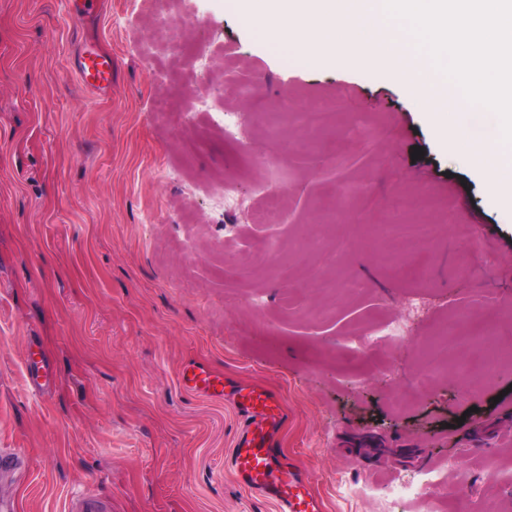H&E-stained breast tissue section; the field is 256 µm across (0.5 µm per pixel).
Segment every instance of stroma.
Listing matches in <instances>:
<instances>
[{
    "instance_id": "stroma-1",
    "label": "stroma",
    "mask_w": 512,
    "mask_h": 512,
    "mask_svg": "<svg viewBox=\"0 0 512 512\" xmlns=\"http://www.w3.org/2000/svg\"><path fill=\"white\" fill-rule=\"evenodd\" d=\"M168 21L206 66L149 46V0H104L82 21L69 0H0V452L26 458L0 469V500L67 512L90 492L111 512H279L233 475L234 403L180 385L198 362L281 394L278 448L324 512H512V362L491 370L451 344L470 375L405 384L461 301L468 335L493 325L488 351L512 355V211L393 74L312 67L227 0H177ZM87 44L112 53L110 97L73 70ZM201 86L241 142L189 156L173 118ZM301 112L322 113V134L305 135ZM223 180L238 206L218 202ZM352 183L361 195H346ZM271 191L278 220L254 223ZM418 192L441 209L403 208ZM378 224L433 227L390 249L426 275L420 313L405 309ZM308 239L319 247L301 249ZM263 241L279 257L225 277L242 245ZM382 321L404 334L363 348ZM34 344L48 366L37 387ZM460 464L474 475L466 495H388L427 470L453 485Z\"/></svg>"
}]
</instances>
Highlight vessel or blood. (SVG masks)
Returning a JSON list of instances; mask_svg holds the SVG:
<instances>
[{"mask_svg": "<svg viewBox=\"0 0 512 512\" xmlns=\"http://www.w3.org/2000/svg\"><path fill=\"white\" fill-rule=\"evenodd\" d=\"M73 69L89 91H112V56L94 45L81 48ZM181 381L187 389L206 398L232 400L241 417V431L231 465L241 486L277 503L279 512H323V504L299 464L284 460L275 441L286 420L280 395L261 385L225 378L202 364L183 368Z\"/></svg>", "mask_w": 512, "mask_h": 512, "instance_id": "b4317fda", "label": "vessel or blood"}]
</instances>
